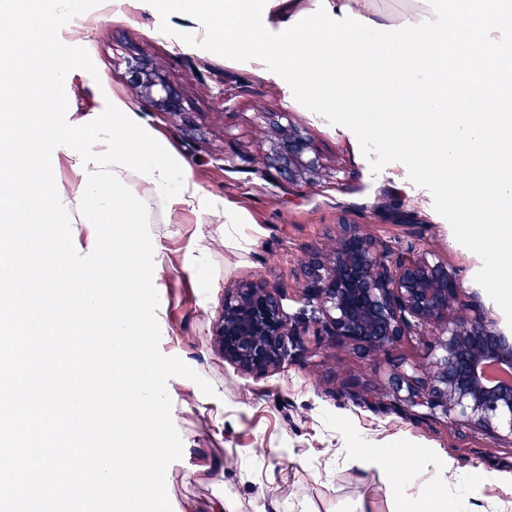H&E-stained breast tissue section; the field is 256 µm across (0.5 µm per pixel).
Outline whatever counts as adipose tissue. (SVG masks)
<instances>
[{"instance_id": "adipose-tissue-1", "label": "adipose tissue", "mask_w": 512, "mask_h": 512, "mask_svg": "<svg viewBox=\"0 0 512 512\" xmlns=\"http://www.w3.org/2000/svg\"><path fill=\"white\" fill-rule=\"evenodd\" d=\"M183 16L208 12L216 24L208 36L247 56L259 72L278 59L279 73L298 85L322 109L347 108L358 86L354 70L364 54L383 59L369 73L376 85L407 91L410 108L421 114L414 131L442 139L448 158L458 165L479 162L488 186L483 201L491 213L512 210V0H411L403 11L390 12L370 0H324L322 10L305 13L300 0H288V38L271 43L252 25L268 0H178ZM75 0H39V11L14 22L11 47L26 50L46 17L73 14ZM51 79L37 82L15 70L0 73L10 89V109L0 112V147L52 143L63 149L78 178L71 190L47 181L40 194L70 195L71 223L88 227V248L98 250L100 236L87 206L106 213L128 196L132 184L144 189L143 203L165 212L190 208L220 215L218 203L205 201L186 163L155 138L152 129L122 98L106 108L111 126L97 118L64 128L38 122L56 109L52 86L65 76L64 49H57ZM467 100L479 120L459 122L457 134L441 137L431 115ZM123 130L125 139L114 136ZM474 512L466 475L454 466L435 469L412 501V512Z\"/></svg>"}]
</instances>
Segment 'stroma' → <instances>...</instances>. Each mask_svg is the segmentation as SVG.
I'll return each mask as SVG.
<instances>
[{
    "label": "stroma",
    "mask_w": 512,
    "mask_h": 512,
    "mask_svg": "<svg viewBox=\"0 0 512 512\" xmlns=\"http://www.w3.org/2000/svg\"><path fill=\"white\" fill-rule=\"evenodd\" d=\"M206 13L179 19L170 0H139L113 12L108 0H83L78 19H48L27 68H44L57 42L68 44V78L57 84L63 127L105 110L121 96L188 165L202 195L221 203L235 228L206 214L148 213L159 303L154 316L162 354L181 359L213 387L202 393L185 377L166 385L172 421L184 447L224 461L223 478L200 480L183 461L172 462L166 489L176 512H207L224 499L233 512H408V503L374 469L349 458L359 437L392 448L394 468L427 461H454L466 471L479 506L512 512V443L496 441L462 423L418 408L390 410L389 376L430 364L428 337L411 334L387 354L371 359L345 343L325 342L315 356L290 361L262 378L240 373L214 345L225 288L263 279L284 295L289 317L304 302L302 266L331 247L341 220L363 225L391 253L424 250L446 259L467 291L492 317L503 313L474 277L482 262L459 244L433 206L431 192L413 184L402 162L372 172L354 133L330 124L300 104L276 72L256 73L249 60L206 39ZM199 38L184 48L186 28ZM139 54L157 66L185 100V114L153 111L125 78V61ZM292 125L308 138L321 165L315 183L281 180L264 162L275 141L274 124ZM374 395V406L357 404L350 391ZM495 473L487 485L486 473Z\"/></svg>",
    "instance_id": "obj_1"
}]
</instances>
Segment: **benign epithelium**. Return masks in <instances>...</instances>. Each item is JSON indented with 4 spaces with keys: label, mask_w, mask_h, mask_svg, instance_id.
<instances>
[{
    "label": "benign epithelium",
    "mask_w": 512,
    "mask_h": 512,
    "mask_svg": "<svg viewBox=\"0 0 512 512\" xmlns=\"http://www.w3.org/2000/svg\"><path fill=\"white\" fill-rule=\"evenodd\" d=\"M126 81L156 112L182 114L179 87L143 59L126 61ZM308 139L293 127L280 130L266 166L292 184L319 175ZM302 298L309 320H292L276 288L251 281L224 291L215 345L224 359L255 378L271 375L321 347V337L348 343L368 355L388 351L413 331L433 328L432 364L392 377L394 407H426L461 418L492 437L508 426L512 438V332L502 328L441 257L428 252L397 256L379 248L359 224L342 223L336 245L304 265Z\"/></svg>",
    "instance_id": "7a95c632"
}]
</instances>
